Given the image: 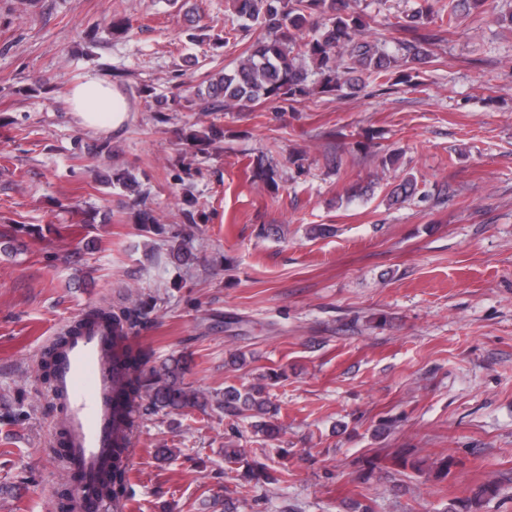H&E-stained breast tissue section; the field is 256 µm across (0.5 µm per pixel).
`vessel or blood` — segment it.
Listing matches in <instances>:
<instances>
[{"label": "vessel or blood", "instance_id": "1", "mask_svg": "<svg viewBox=\"0 0 512 512\" xmlns=\"http://www.w3.org/2000/svg\"><path fill=\"white\" fill-rule=\"evenodd\" d=\"M112 329L87 320L57 351L53 396L71 472L79 475L78 512H103L98 488L112 469Z\"/></svg>", "mask_w": 512, "mask_h": 512}]
</instances>
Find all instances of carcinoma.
<instances>
[{"mask_svg":"<svg viewBox=\"0 0 512 512\" xmlns=\"http://www.w3.org/2000/svg\"><path fill=\"white\" fill-rule=\"evenodd\" d=\"M487 0H448L435 7L428 3L402 17L399 31L411 41L406 50L412 60L425 63L430 53L425 44L438 38L424 30L434 26L446 31L456 24L459 11L479 10ZM232 26L224 30V43L237 39L238 29H245L249 21L258 26L260 34L230 71L218 73L209 79L204 89L195 92V104L201 115L220 108L224 111L264 99L271 103L300 102L317 90L319 93L341 97L345 90L359 85L356 74H367L371 83L384 87L388 84H409L411 74L396 71L397 60L383 48L363 36L365 21L358 12L347 10V0H230ZM416 190L413 177H405L394 186L389 200L395 204L411 197ZM112 326V360L123 368L117 383L113 423V447H126L129 432L137 414L164 410L193 409L202 413L210 401L198 390L188 386L180 377V364L165 372L144 369V356L129 342V334L140 322L142 311L137 308L113 310L106 305L91 311ZM266 384H251L242 388L229 386L216 396V409L226 416H239L248 411L259 417L254 427L273 438L279 427L267 415L271 413ZM229 464L244 469V475L256 481H278L268 468L248 461L240 448L224 449ZM126 467L119 464L112 471V479L101 487L102 498L120 505L123 496V477ZM498 494V487L486 485L472 498L461 501L449 512H475L485 497ZM57 512H77L73 491L61 485L56 496Z\"/></svg>","mask_w":512,"mask_h":512,"instance_id":"obj_1","label":"carcinoma"}]
</instances>
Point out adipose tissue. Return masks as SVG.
I'll return each instance as SVG.
<instances>
[{"label":"adipose tissue","instance_id":"obj_1","mask_svg":"<svg viewBox=\"0 0 512 512\" xmlns=\"http://www.w3.org/2000/svg\"><path fill=\"white\" fill-rule=\"evenodd\" d=\"M67 100L78 126L85 130L114 132L130 119L124 96L111 84L94 76L71 86Z\"/></svg>","mask_w":512,"mask_h":512}]
</instances>
